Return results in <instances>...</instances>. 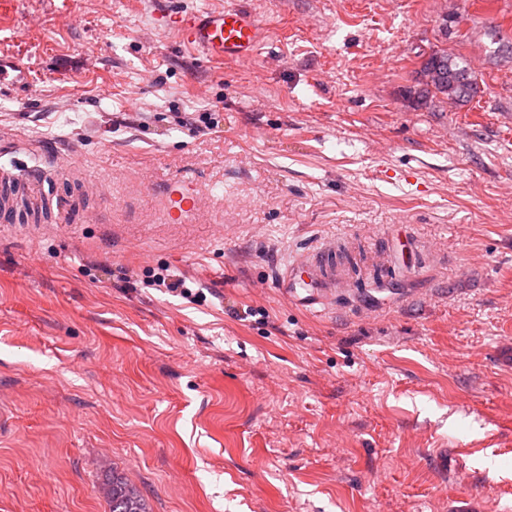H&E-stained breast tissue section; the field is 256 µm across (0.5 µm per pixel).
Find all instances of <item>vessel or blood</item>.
<instances>
[{
  "instance_id": "vessel-or-blood-1",
  "label": "vessel or blood",
  "mask_w": 512,
  "mask_h": 512,
  "mask_svg": "<svg viewBox=\"0 0 512 512\" xmlns=\"http://www.w3.org/2000/svg\"><path fill=\"white\" fill-rule=\"evenodd\" d=\"M161 21L163 26L173 31L179 42L196 48L209 59L251 58L261 35L256 20L235 7L215 8L204 15L169 12L162 15ZM200 208L201 200L195 191L184 182H175L168 195L165 221L169 224L186 223ZM314 271V261L300 260L288 266L278 286L288 301L319 313L327 308L329 299L327 291L307 285L305 277Z\"/></svg>"
}]
</instances>
